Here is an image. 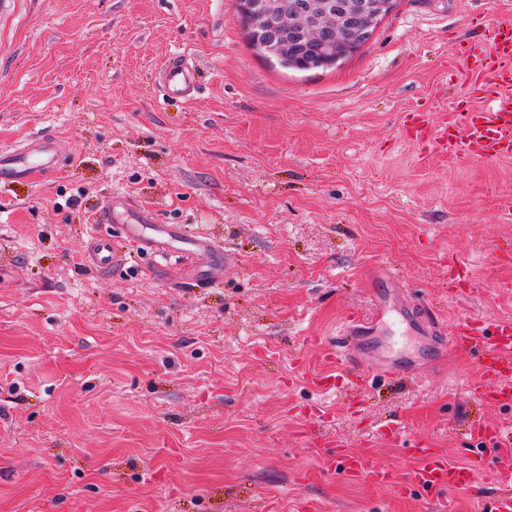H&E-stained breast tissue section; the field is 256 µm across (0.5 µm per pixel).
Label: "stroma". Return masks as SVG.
Masks as SVG:
<instances>
[{"label":"stroma","mask_w":512,"mask_h":512,"mask_svg":"<svg viewBox=\"0 0 512 512\" xmlns=\"http://www.w3.org/2000/svg\"><path fill=\"white\" fill-rule=\"evenodd\" d=\"M501 21L512 0H397L344 61L300 71L253 52L235 0L0 7V149H62L53 175L0 183V512H429L323 456L370 452L398 483L410 442L463 464L470 420L512 428V406L448 390L475 355L360 393L307 375L332 372L326 339L388 280L448 330L512 320V157L403 134L463 92L453 43ZM176 53L198 70L186 101L154 83ZM115 194L223 241L222 282L131 248L89 265Z\"/></svg>","instance_id":"stroma-1"}]
</instances>
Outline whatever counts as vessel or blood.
I'll return each instance as SVG.
<instances>
[{"label": "vessel or blood", "instance_id": "obj_1", "mask_svg": "<svg viewBox=\"0 0 512 512\" xmlns=\"http://www.w3.org/2000/svg\"><path fill=\"white\" fill-rule=\"evenodd\" d=\"M452 57L462 65L469 81L466 99L455 100L445 114L428 116L415 112L410 121L420 135L435 140L448 152L474 159L512 156V24L481 29L473 39H462L452 47ZM155 83L164 96L190 98L198 89L197 71L186 56L174 55L157 68ZM60 152L56 140L43 134L20 150L0 151V183L28 180L55 171ZM100 224H118L130 245L147 254L169 255L172 249L195 256L201 253L219 258L222 246L209 236L190 232L183 224L160 223L155 213L127 197H113L96 217ZM88 261L108 272L123 265L125 255L111 238L90 232ZM408 326L412 334L436 347L469 351L479 356L477 372L459 385L461 392L479 399L512 403V322H486L478 317L462 318L449 334H442L424 305L407 303L392 313L383 299H376L372 313L346 318L341 337L329 353L345 389L364 387L368 377L381 381L399 379L403 366L415 362L416 349L408 341L387 336L391 320ZM479 444L465 466L456 467L434 449L414 447L420 459L410 486L437 497L442 512L452 503L444 497L451 489L470 492L474 512H512V431L492 428L481 421L469 426ZM351 480L369 479L379 485L393 482L392 475L379 467L370 453L352 455L336 449L330 457ZM493 494L492 509H485L486 494Z\"/></svg>", "mask_w": 512, "mask_h": 512}]
</instances>
